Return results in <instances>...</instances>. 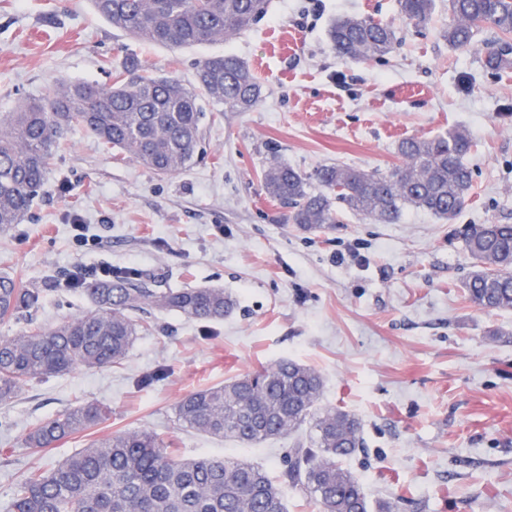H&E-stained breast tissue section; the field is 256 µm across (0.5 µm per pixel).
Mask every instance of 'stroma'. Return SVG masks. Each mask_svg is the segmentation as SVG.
I'll list each match as a JSON object with an SVG mask.
<instances>
[{
  "instance_id": "35a3bbf8",
  "label": "stroma",
  "mask_w": 512,
  "mask_h": 512,
  "mask_svg": "<svg viewBox=\"0 0 512 512\" xmlns=\"http://www.w3.org/2000/svg\"><path fill=\"white\" fill-rule=\"evenodd\" d=\"M346 15L391 22L392 52L336 57L328 29ZM449 20L446 0L422 27L396 0H269L249 31L171 49L131 39L89 0H0V113L62 83L107 82L128 54L190 88L196 62L234 55L263 84L251 111L208 105L206 155L173 175L70 131L45 195L0 232V275L45 289L35 318L47 326L89 307L72 279L103 263L163 288H221L236 302L213 322L158 315L121 365L76 368L0 405V512L29 467L50 469L91 438L128 430L160 434L182 460L233 458L278 476L291 436L246 447L181 427L174 406L284 358L321 375L319 407L360 420L364 447L341 465L371 503L512 512V310L468 302L472 261L450 225L415 208L391 224L343 209L309 232L261 187L273 163L306 175L330 163L386 172L402 163L401 139L463 128L475 147L458 223L512 224V69L486 67L489 31L470 48L448 46ZM77 224L96 245L76 242ZM85 401L110 409L91 434L38 454L25 447L36 423Z\"/></svg>"
}]
</instances>
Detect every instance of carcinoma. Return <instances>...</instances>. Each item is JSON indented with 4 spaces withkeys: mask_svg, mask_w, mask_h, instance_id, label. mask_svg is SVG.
I'll return each mask as SVG.
<instances>
[{
    "mask_svg": "<svg viewBox=\"0 0 512 512\" xmlns=\"http://www.w3.org/2000/svg\"><path fill=\"white\" fill-rule=\"evenodd\" d=\"M96 13L128 36L186 48L236 35L261 21L268 0H91ZM398 10L420 26L435 0H397ZM452 22L442 34L463 49L475 36L493 33L490 70L512 67V0H448ZM336 54L379 60L397 40L389 23L368 17L337 19L328 31ZM262 88L250 67L234 56L198 62L196 87L173 77L141 74L126 55L109 84L70 82L42 99H25L0 115V230L21 223L44 191L56 152L68 131L80 128L101 146L117 149L159 174L186 169L201 142L203 100L231 112L258 106ZM470 137L450 130L398 145L403 163L382 173L344 164L307 176L282 163L263 175L268 197L288 208V222L312 231L337 222V205L381 223L403 208L425 210L451 223L472 188L463 158ZM315 180L319 190L310 189ZM472 259L463 284L466 299L485 311L512 310V224H469L458 231ZM93 308L44 328L31 322L15 336L0 337V404L10 403L34 380L75 367L121 363L134 339L151 328L154 312L196 321L224 318L234 302L222 288H155L130 275L77 283ZM44 290L0 275V321L29 317ZM321 375L293 360L247 373L223 385L197 390L175 406L179 424L213 438L257 445L310 425L309 439L295 442L273 480L267 470L239 460L182 461L156 433H114L67 457L49 472L31 468L16 483L11 512H287L283 487L315 500L321 512H370L360 481L339 460L362 447L360 422L346 410H319ZM109 409L83 403L39 421L24 444L42 451L102 424Z\"/></svg>",
    "mask_w": 512,
    "mask_h": 512,
    "instance_id": "cac0c4a2",
    "label": "carcinoma"
}]
</instances>
